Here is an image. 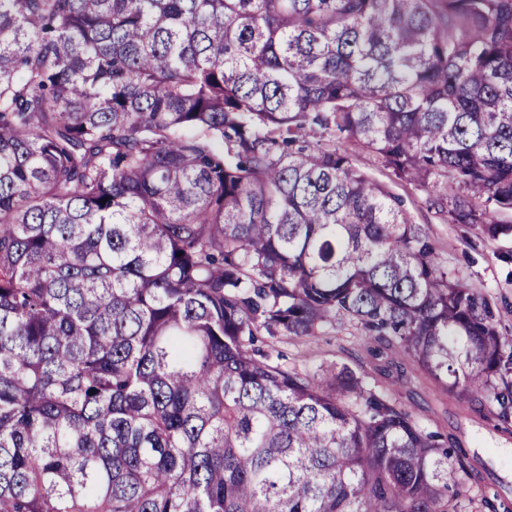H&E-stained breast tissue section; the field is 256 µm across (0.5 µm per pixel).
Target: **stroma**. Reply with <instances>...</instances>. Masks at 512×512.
Instances as JSON below:
<instances>
[{"label":"stroma","instance_id":"35a3bbf8","mask_svg":"<svg viewBox=\"0 0 512 512\" xmlns=\"http://www.w3.org/2000/svg\"><path fill=\"white\" fill-rule=\"evenodd\" d=\"M347 147L354 166L397 197L412 223L424 226L439 266L488 299L500 333L512 336V213L499 215L507 231L495 237L478 224L451 223L447 215L429 205L424 188L396 178L374 154ZM368 346L360 327L345 321L326 326L315 336L268 339L265 349L281 363L310 374L336 361L365 366L372 381L387 387L392 398L430 429L455 434L471 456L484 464L488 481L512 499V434L494 430L478 413L441 399L417 370H410L408 386L394 384L383 371L382 361L371 358Z\"/></svg>","mask_w":512,"mask_h":512}]
</instances>
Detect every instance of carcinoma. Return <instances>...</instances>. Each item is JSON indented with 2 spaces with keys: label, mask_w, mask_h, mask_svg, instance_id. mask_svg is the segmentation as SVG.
Returning <instances> with one entry per match:
<instances>
[{
  "label": "carcinoma",
  "mask_w": 512,
  "mask_h": 512,
  "mask_svg": "<svg viewBox=\"0 0 512 512\" xmlns=\"http://www.w3.org/2000/svg\"><path fill=\"white\" fill-rule=\"evenodd\" d=\"M334 132L512 211V0H0V512H482L451 434L253 345L349 320L512 430L486 298Z\"/></svg>",
  "instance_id": "1"
}]
</instances>
